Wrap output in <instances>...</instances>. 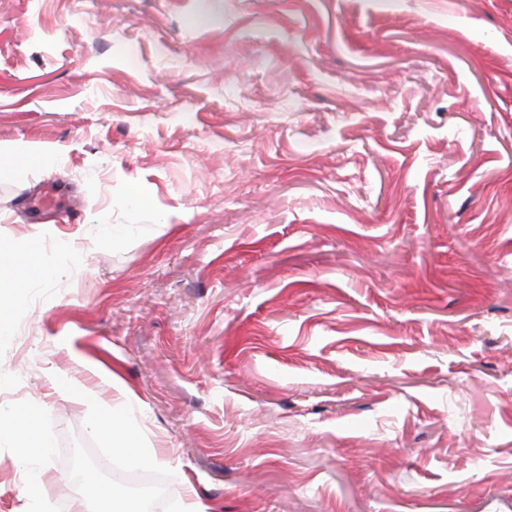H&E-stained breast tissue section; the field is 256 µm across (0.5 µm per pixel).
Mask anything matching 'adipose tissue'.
<instances>
[{
  "label": "adipose tissue",
  "mask_w": 512,
  "mask_h": 512,
  "mask_svg": "<svg viewBox=\"0 0 512 512\" xmlns=\"http://www.w3.org/2000/svg\"><path fill=\"white\" fill-rule=\"evenodd\" d=\"M44 412L40 407L32 406L22 412L0 410V437L9 435L16 439L19 452L31 455L36 460L34 468L39 480L53 481L54 476L48 463L47 449L50 440L42 424ZM92 432L106 447L126 449L129 459L144 458L134 436L127 428L125 407L115 404L108 407L104 415L96 417L91 424Z\"/></svg>",
  "instance_id": "ef3b65f1"
}]
</instances>
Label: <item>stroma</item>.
Returning a JSON list of instances; mask_svg holds the SVG:
<instances>
[{
    "mask_svg": "<svg viewBox=\"0 0 512 512\" xmlns=\"http://www.w3.org/2000/svg\"><path fill=\"white\" fill-rule=\"evenodd\" d=\"M23 239L0 407L43 404L57 480L0 440V512H82L78 445L161 512H512V0H0ZM91 430L104 442L106 447L127 448L130 460L153 459L154 455L140 448L132 433L127 429L124 403L110 405L104 415L93 420Z\"/></svg>",
    "mask_w": 512,
    "mask_h": 512,
    "instance_id": "35a3bbf8",
    "label": "stroma"
}]
</instances>
